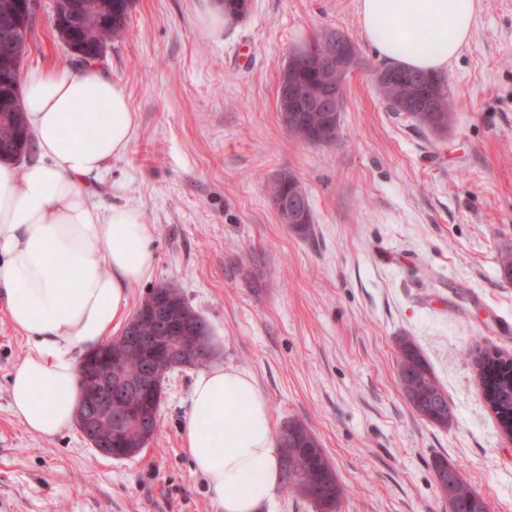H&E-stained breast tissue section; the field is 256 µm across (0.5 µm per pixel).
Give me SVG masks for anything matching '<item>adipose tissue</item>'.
<instances>
[{
    "mask_svg": "<svg viewBox=\"0 0 512 512\" xmlns=\"http://www.w3.org/2000/svg\"><path fill=\"white\" fill-rule=\"evenodd\" d=\"M481 0H358L364 34L406 68L442 73L471 37ZM22 105L35 158L0 162V292L28 350L9 380L25 429L53 438L74 422L78 354L126 322L129 295L155 270V227L127 203L95 201L90 184L131 148L139 117L97 66L28 68ZM193 471L215 512H263L281 482V448L248 371H197L181 424Z\"/></svg>",
    "mask_w": 512,
    "mask_h": 512,
    "instance_id": "obj_1",
    "label": "adipose tissue"
}]
</instances>
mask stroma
I'll return each instance as SVG.
<instances>
[{"mask_svg": "<svg viewBox=\"0 0 512 512\" xmlns=\"http://www.w3.org/2000/svg\"><path fill=\"white\" fill-rule=\"evenodd\" d=\"M209 0H136L100 64L139 116L131 149L95 182L99 200L139 207L157 286L179 289L216 336L218 360L252 373L274 427L306 424L346 494L337 512H448L432 462L453 463L512 512V442L487 407L472 359L512 355V0H481L449 65L454 125L436 135L387 110L370 69L384 60L357 0H251L245 18L203 29ZM336 28L363 61L345 81L338 137H290L276 88L289 53ZM40 0L23 66L68 59ZM294 172L312 209L300 236L270 185ZM415 341L454 410L431 425L400 385L397 341ZM26 343L0 300V512H214L181 447L195 370L164 382L148 449L102 456L70 428L51 439L12 413L9 379Z\"/></svg>", "mask_w": 512, "mask_h": 512, "instance_id": "1", "label": "stroma"}]
</instances>
